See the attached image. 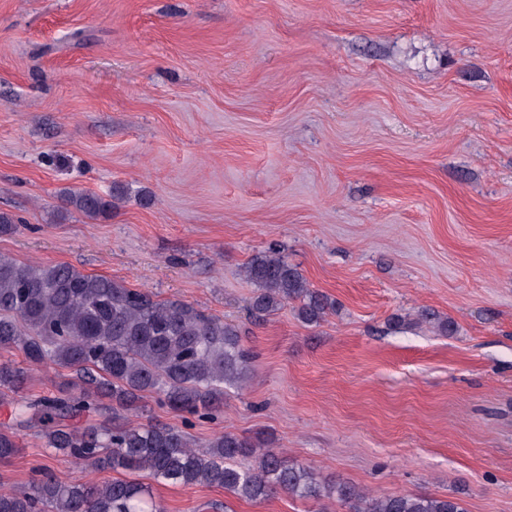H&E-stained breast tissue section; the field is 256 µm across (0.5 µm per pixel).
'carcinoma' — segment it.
<instances>
[{"label": "carcinoma", "instance_id": "1", "mask_svg": "<svg viewBox=\"0 0 512 512\" xmlns=\"http://www.w3.org/2000/svg\"><path fill=\"white\" fill-rule=\"evenodd\" d=\"M122 194L119 187L107 197L68 189L62 200L68 212L107 219ZM244 273L254 287L255 319L294 303L298 319L313 327L334 309L274 247L253 256ZM242 336L239 325L181 300H159L70 264H25L0 253V348L66 371L56 394L29 399L22 396L26 372L0 362V396L10 398L16 425L39 428L57 455L123 474L105 483H65L41 468L23 487L0 486V512H166L144 474L175 486L222 488L251 502L286 493L334 498L346 512H466L457 497L374 494L328 479L258 436L224 431L195 439V421L217 419L224 391L245 380L252 355ZM150 396L181 425L131 421ZM81 415L83 426L67 424ZM19 451L13 428H0V463Z\"/></svg>", "mask_w": 512, "mask_h": 512}]
</instances>
